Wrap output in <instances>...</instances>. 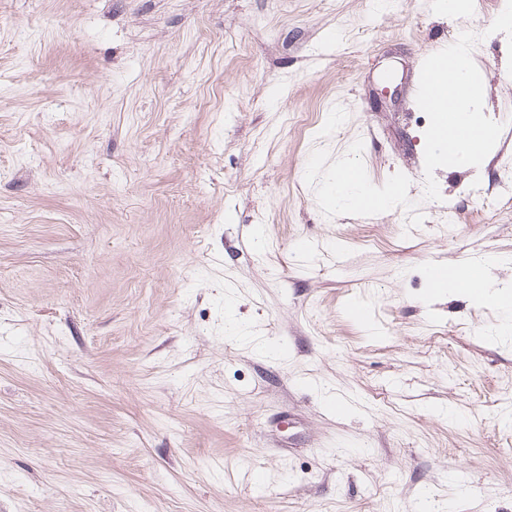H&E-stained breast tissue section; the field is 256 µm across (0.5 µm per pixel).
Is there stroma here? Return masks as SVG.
Segmentation results:
<instances>
[{
	"label": "stroma",
	"mask_w": 512,
	"mask_h": 512,
	"mask_svg": "<svg viewBox=\"0 0 512 512\" xmlns=\"http://www.w3.org/2000/svg\"><path fill=\"white\" fill-rule=\"evenodd\" d=\"M471 4L0 0V512H512V327L426 276L512 287V0ZM462 24L502 137L455 169L410 84ZM334 179L336 182L327 190L334 193L331 200L333 205L336 204V210H342L347 206L386 209L393 204L397 195L396 189L375 196L366 192L355 163L351 160H345L336 167ZM433 279L448 281L434 286L439 288H464L469 297L479 304L495 305L507 312L512 308V294L502 290H492L489 278L487 263L474 261L461 265L448 274V266L433 263L428 269Z\"/></svg>",
	"instance_id": "35a3bbf8"
}]
</instances>
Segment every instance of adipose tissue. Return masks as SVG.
<instances>
[{"label": "adipose tissue", "mask_w": 512, "mask_h": 512, "mask_svg": "<svg viewBox=\"0 0 512 512\" xmlns=\"http://www.w3.org/2000/svg\"><path fill=\"white\" fill-rule=\"evenodd\" d=\"M452 59L449 71L432 75L424 107L435 119L426 136L429 152L457 167L482 164L497 142L491 139L490 121L483 116L487 87L472 63L466 39H459L449 48ZM337 209L345 207L389 208L395 191L381 195L366 192L353 161L341 162L331 186ZM448 287L464 289L477 303L491 304L503 310L512 309V294L492 289L485 262L474 261L454 269L448 276Z\"/></svg>", "instance_id": "1"}]
</instances>
